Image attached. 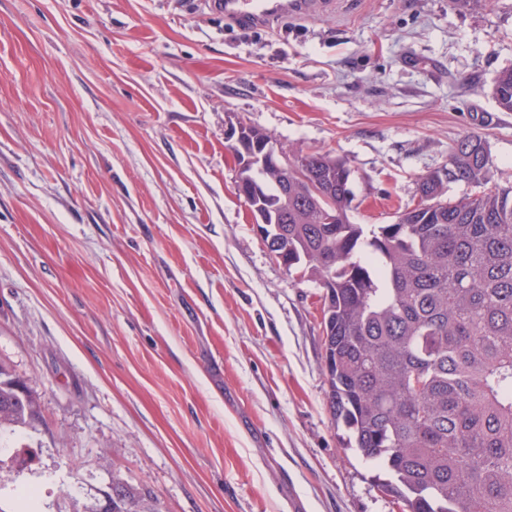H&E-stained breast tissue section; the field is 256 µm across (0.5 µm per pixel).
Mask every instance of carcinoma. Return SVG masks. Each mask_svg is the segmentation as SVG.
<instances>
[{
	"mask_svg": "<svg viewBox=\"0 0 512 512\" xmlns=\"http://www.w3.org/2000/svg\"><path fill=\"white\" fill-rule=\"evenodd\" d=\"M512 112V68L493 85ZM299 173L334 189L332 224H310L324 204L258 171L265 193L295 192L288 223L261 224L324 289L322 346L327 406L346 447L380 465L383 491L402 512H512V183L496 179L485 140L466 135L448 164L418 177L419 201L393 224L351 222L352 170L328 152L302 149ZM482 188L446 197L448 184ZM0 435L30 427L38 403L0 365ZM112 512H156L123 490Z\"/></svg>",
	"mask_w": 512,
	"mask_h": 512,
	"instance_id": "carcinoma-1",
	"label": "carcinoma"
}]
</instances>
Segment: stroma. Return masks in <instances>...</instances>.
<instances>
[{
  "label": "stroma",
  "instance_id": "35a3bbf8",
  "mask_svg": "<svg viewBox=\"0 0 512 512\" xmlns=\"http://www.w3.org/2000/svg\"><path fill=\"white\" fill-rule=\"evenodd\" d=\"M512 0H325L241 28L209 0H0V363L35 428L0 512H400L326 407L321 295L235 190L231 123L354 172L390 224L459 138L512 180ZM493 94L499 109L512 112V68L500 71L493 85ZM119 491L111 486V493L106 495V504L101 512H110L111 509L112 512H156L155 508L136 498L135 494L127 489L123 490L120 498H112L116 497Z\"/></svg>",
  "mask_w": 512,
  "mask_h": 512
}]
</instances>
